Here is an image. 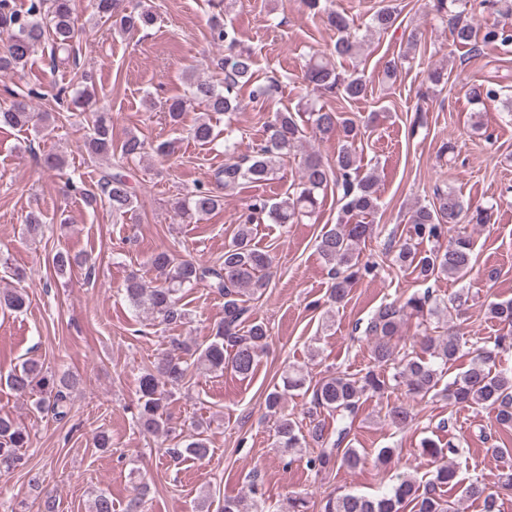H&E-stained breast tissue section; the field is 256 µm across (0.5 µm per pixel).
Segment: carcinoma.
<instances>
[{"label": "carcinoma", "instance_id": "carcinoma-1", "mask_svg": "<svg viewBox=\"0 0 512 512\" xmlns=\"http://www.w3.org/2000/svg\"><path fill=\"white\" fill-rule=\"evenodd\" d=\"M118 0H94L99 16L112 19V28L124 34L151 26L155 17L149 10L133 9L120 13ZM470 0H432V11L441 21L449 24L453 45H476L498 43L512 44V0H481V6L492 10L493 23L476 28L462 19ZM307 9L314 15L326 14L327 22L336 30L337 38L332 53L338 57L355 54L357 44L351 36L350 20L343 14L326 11L322 0H304ZM396 6L387 4L373 16L372 28L386 31L398 19ZM213 38L224 43L226 54L218 66L224 70V86L216 88L209 82L197 81L181 96L166 101L169 122L177 126L182 114L194 100L205 105V113L198 117L190 128L192 139L201 146L214 139V127L210 113L232 115L246 107L239 98V88L249 84L255 77V60L251 50L240 46L234 30L228 28L222 18L212 19ZM74 25L71 0H29L26 10L15 9L13 0H0V37L5 40L0 53V74L16 73L24 68L41 47L45 39L51 40L50 60L56 69L77 68V57L73 46ZM303 81L313 93H334L344 99L358 100L367 95L366 81L354 74L337 71L336 67L322 57L310 59L304 71ZM278 91V81L271 79L260 84L252 93V108L260 110L264 103ZM468 97L476 104L500 100V90L490 83H474L469 87ZM75 103L92 112V125L84 141V149L90 160L106 164L93 189L72 186L85 205L95 209L108 207L116 215H124L134 208L136 195L129 186L122 169L135 161L145 150V143L135 134H129L119 149L112 142V118L109 113L95 107L93 94L88 89L76 93ZM299 113L277 112L265 125L266 136L260 144L247 154H237L234 129H224V166L214 173V183L224 190L219 195L214 189L202 184L195 186L178 203L177 209L185 219H197L208 215L224 205V196L244 182L264 183L280 170L282 162L305 137V125L299 124ZM35 121V114L23 99L15 100L7 109L0 110V123L24 128ZM307 122L311 132L322 137L336 136L339 147L335 158L324 161L318 154L309 153L302 158L299 182L285 198L277 202L257 200L250 203L241 215L240 224L231 242L225 246L224 254L212 265L199 264L180 259L171 251L156 250L148 265L154 273L155 285L145 286L138 278L131 277L125 285L130 304L156 315L159 323L166 327L188 323L189 313L181 303L180 293L203 284L224 298V316L215 325L208 342L193 346L178 336H171L168 347L161 357L145 369L138 377V397L135 422L139 429L151 436L169 435L172 427L164 417L167 401L172 390L182 385L192 369L209 373H224L229 369L241 377L251 375L257 363L258 353L269 337L268 326L260 321H247L248 307L244 296L267 288L270 254L253 243V226L269 219L275 224H297L304 217L316 213L320 205V194L333 186L341 194L342 211L349 217L363 218L379 209L377 179L371 174H361V165L356 145L361 141L363 122L345 117L339 112L318 109L309 112ZM491 208L472 206L450 187L437 185L432 190V199L426 204H416L407 224L405 234L390 238L384 257L390 267L412 270L422 281L436 280L442 276L463 279L474 268V241L462 231L450 234L452 224H488ZM376 233L373 224L361 221L349 222L341 219L338 224L325 230L317 244L318 251L331 266L332 284L329 302L342 303L352 285L368 277L382 264L376 260L361 261L360 245ZM434 246L420 249L425 242ZM82 263L79 256L67 251H58L52 259L54 269L63 275L73 266ZM467 303L461 295L450 299V303L430 302L428 294H412L405 300H395L378 307L370 318L365 333L373 337V367L365 373H330L319 379L312 387V424L307 432L283 412L285 394L305 387L306 377L298 370L284 373L283 387H275L266 397V409L276 417L275 437L278 447L288 454L302 451L306 441H311L317 450L306 460L309 470L317 473L334 469H356L364 457L358 449L344 444L363 399L381 394L390 387L389 381L403 384L413 395L425 397L444 393L455 404L471 408L496 410L495 420L505 429H512V373L499 371L495 367L496 353L485 348H476L465 371L440 386L448 366L463 356L468 345L463 334L446 330L434 336L430 333L420 338V351L400 353L395 339L400 336L406 317L424 321L441 319L448 314V307L462 312ZM26 306L25 295L18 290L0 291V308L21 311ZM488 314L507 333L498 337L496 347L512 340V299L492 302ZM394 370L391 378L384 371ZM7 384L19 395L36 397L35 408L52 414L57 420L66 418L70 408V394L75 381L66 374H56L44 369L36 359L24 362L11 371ZM336 418V438L326 432L325 420L317 418L320 413ZM385 418L395 427L402 428L414 420L412 410L404 404L388 407ZM26 430L8 417L0 416V476L14 469L21 460L22 449L28 447ZM421 448L426 455L438 461L431 479L421 486L414 476L403 474L390 491L377 496L352 493L328 497L322 512H455L442 499L441 489L453 485L456 469L453 464L442 462L444 452H453L454 445L443 449L432 439H425ZM211 448L204 432L196 431L185 440L184 447L170 448V457L177 461L183 455L193 460H205ZM488 452L501 459L503 467L497 484L501 488H512V450L494 446ZM252 500L244 503L239 498L226 497L218 505L205 497L199 503V512H264V501L258 498V480L252 479ZM465 494L483 499L485 512H496V496L487 484L479 479L471 481Z\"/></svg>", "mask_w": 512, "mask_h": 512}]
</instances>
